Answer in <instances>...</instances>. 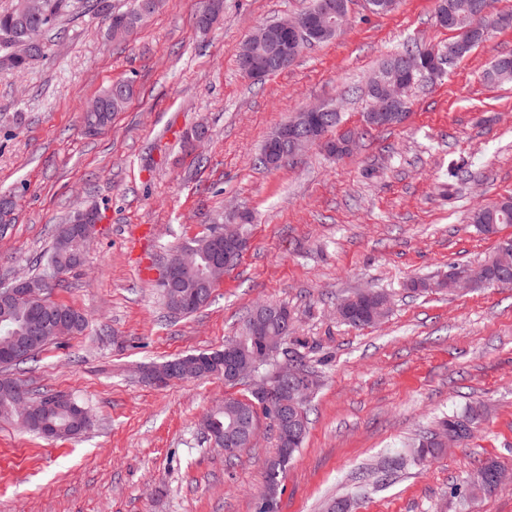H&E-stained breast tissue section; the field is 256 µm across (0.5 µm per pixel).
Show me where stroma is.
Masks as SVG:
<instances>
[{"mask_svg":"<svg viewBox=\"0 0 512 512\" xmlns=\"http://www.w3.org/2000/svg\"><path fill=\"white\" fill-rule=\"evenodd\" d=\"M310 4L224 0L204 33L195 26L204 0H165L135 36L113 41L107 11L72 0L45 36L47 61L0 69V193L17 195L16 222L0 237V283L39 274L75 210L104 215L84 265L52 290L86 314V330L8 372L30 396L79 400L94 424L46 439L0 419V512H256L275 446L267 420L233 458L201 427L250 383L158 387L141 371L223 348L259 303L288 307L300 352L321 375L278 512H326L339 497L351 512H512V484L464 493L486 461L512 473V287H408L477 266L497 243L468 216L512 198V83L485 78L512 53V26L442 78L413 85L401 124L369 131L366 83L379 63L408 44H447L435 0H400L385 15L351 0L335 40L264 80L243 77V41ZM120 80L133 82V99L109 131L84 134L83 108ZM317 104L338 106L357 134L353 150L333 158L315 146L281 168L256 166L267 135ZM453 167L463 179L450 180ZM231 207L254 217L248 249L205 307L170 314L156 286L164 261ZM361 289L389 299L368 328L336 317ZM469 406L483 411L470 438L427 466L412 463L417 435Z\"/></svg>","mask_w":512,"mask_h":512,"instance_id":"1","label":"stroma"}]
</instances>
